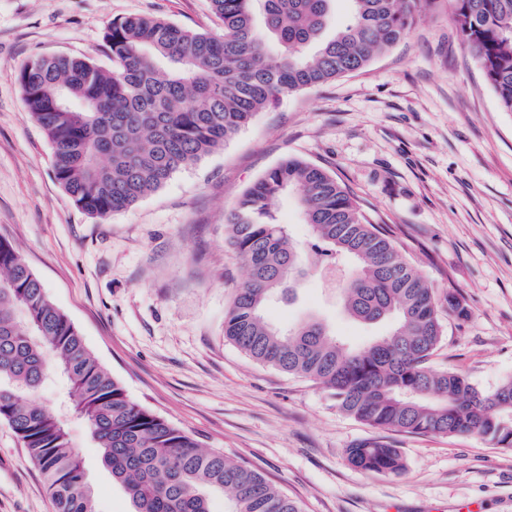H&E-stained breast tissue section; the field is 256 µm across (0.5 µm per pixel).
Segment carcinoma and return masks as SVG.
Wrapping results in <instances>:
<instances>
[{
  "label": "carcinoma",
  "instance_id": "obj_1",
  "mask_svg": "<svg viewBox=\"0 0 512 512\" xmlns=\"http://www.w3.org/2000/svg\"><path fill=\"white\" fill-rule=\"evenodd\" d=\"M262 2L261 20L253 4ZM219 35L153 16L110 23L104 70L86 57L37 56L20 71L25 105L53 145L56 181L90 215L107 217L161 188L287 92L327 84L364 68L404 38L432 0H349L351 20L329 37L334 0H210ZM454 21L503 109L512 112V0H452ZM295 189L325 256L355 260L341 283L353 320L392 319L393 331L344 350L326 323L310 319L283 333L263 315L269 297L294 291L305 249L276 222L271 200ZM225 240L248 277L224 316V337L265 366L331 391L336 408L371 428L468 435L512 451V378L486 393L426 362L443 339V304L467 315L453 293L434 289L327 170L288 157L247 189L225 217ZM69 383L71 412L133 512H210L224 492L227 512H303L259 473L205 451L188 433L142 408L87 348L15 247L0 238V420L44 475L54 512H98L79 453L52 409L26 402L50 369ZM363 471L397 476L400 449L364 440L346 450Z\"/></svg>",
  "mask_w": 512,
  "mask_h": 512
}]
</instances>
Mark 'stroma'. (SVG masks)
<instances>
[{"label":"stroma","instance_id":"1","mask_svg":"<svg viewBox=\"0 0 512 512\" xmlns=\"http://www.w3.org/2000/svg\"><path fill=\"white\" fill-rule=\"evenodd\" d=\"M133 14L222 32L209 0H0V237L132 400L258 471L305 512H512V452L472 436L370 428L321 385L259 364L224 337L247 276L224 217L293 155L345 185L437 295L454 293L466 307V318L443 315L429 369L486 392L512 378V112L449 0L423 7L363 69L282 95L223 147L102 219L55 180L53 147L18 75L37 55L111 68L103 32ZM308 264L296 293L268 304L271 323L286 331L316 317L351 349L391 331L387 320L351 319L321 257L309 254ZM68 429L99 512H131L84 424L72 418ZM376 437L400 448L403 474L347 462L346 448ZM0 512H53L42 474L3 421Z\"/></svg>","mask_w":512,"mask_h":512}]
</instances>
